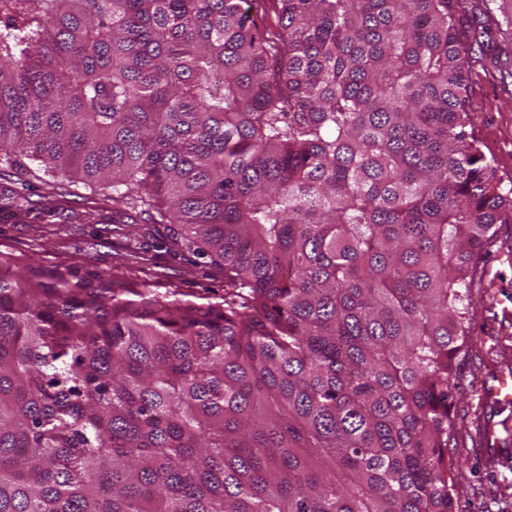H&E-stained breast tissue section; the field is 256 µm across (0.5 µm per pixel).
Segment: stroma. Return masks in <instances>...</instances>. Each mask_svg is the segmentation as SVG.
<instances>
[{
  "instance_id": "obj_1",
  "label": "stroma",
  "mask_w": 512,
  "mask_h": 512,
  "mask_svg": "<svg viewBox=\"0 0 512 512\" xmlns=\"http://www.w3.org/2000/svg\"><path fill=\"white\" fill-rule=\"evenodd\" d=\"M486 25L484 46L468 75L472 132L498 179L512 182V26L505 0H479ZM22 194L23 209L0 207V250L68 267L84 275L134 280L197 303L220 301L224 270L198 255H173L175 227L135 213L113 221L110 198L63 177L41 178L0 167V194ZM470 335L456 360L448 454L454 461L455 512H512V460L484 455L490 441L512 448V403L492 408L482 388L500 372H512V223L497 225L478 262L468 308Z\"/></svg>"
}]
</instances>
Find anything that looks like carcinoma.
I'll list each match as a JSON object with an SVG mask.
<instances>
[{
  "instance_id": "cac0c4a2",
  "label": "carcinoma",
  "mask_w": 512,
  "mask_h": 512,
  "mask_svg": "<svg viewBox=\"0 0 512 512\" xmlns=\"http://www.w3.org/2000/svg\"><path fill=\"white\" fill-rule=\"evenodd\" d=\"M0 0V163L112 193L224 298L0 251V512H454V364L512 186L467 0Z\"/></svg>"
}]
</instances>
